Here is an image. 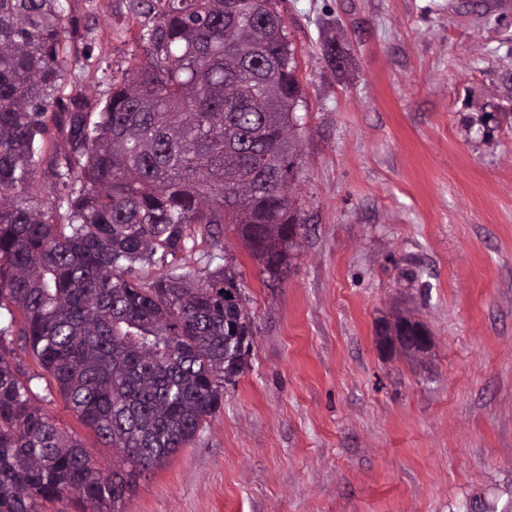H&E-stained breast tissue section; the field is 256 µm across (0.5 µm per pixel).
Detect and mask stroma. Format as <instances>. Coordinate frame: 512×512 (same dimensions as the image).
I'll use <instances>...</instances> for the list:
<instances>
[{
	"label": "stroma",
	"instance_id": "stroma-1",
	"mask_svg": "<svg viewBox=\"0 0 512 512\" xmlns=\"http://www.w3.org/2000/svg\"><path fill=\"white\" fill-rule=\"evenodd\" d=\"M277 8L303 95V235L273 277L224 229L253 337L223 408L145 471L46 377L41 403L132 473L120 512H512V0ZM142 22L129 0H69L60 101L98 121ZM398 310L429 329L425 359L377 348Z\"/></svg>",
	"mask_w": 512,
	"mask_h": 512
}]
</instances>
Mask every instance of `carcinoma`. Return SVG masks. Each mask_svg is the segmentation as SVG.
I'll return each mask as SVG.
<instances>
[{
  "instance_id": "1",
  "label": "carcinoma",
  "mask_w": 512,
  "mask_h": 512,
  "mask_svg": "<svg viewBox=\"0 0 512 512\" xmlns=\"http://www.w3.org/2000/svg\"><path fill=\"white\" fill-rule=\"evenodd\" d=\"M144 59L90 123L50 112L68 66L62 0H0V512L74 495L119 512L130 475L35 403L48 375L75 419L143 469L190 444L243 372L251 323L234 278L180 261L231 224L275 275L301 237L291 186L298 61L275 0H138ZM71 152L46 159L49 127ZM55 186L37 194L43 166ZM66 213H61V209ZM202 226L201 237L194 227ZM163 267L145 281L135 264ZM17 342L43 374L7 357Z\"/></svg>"
}]
</instances>
